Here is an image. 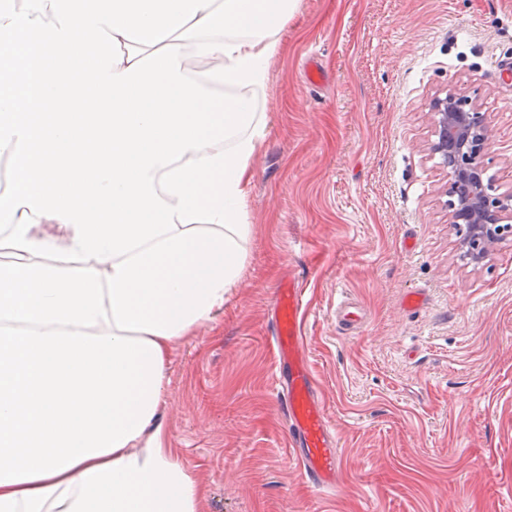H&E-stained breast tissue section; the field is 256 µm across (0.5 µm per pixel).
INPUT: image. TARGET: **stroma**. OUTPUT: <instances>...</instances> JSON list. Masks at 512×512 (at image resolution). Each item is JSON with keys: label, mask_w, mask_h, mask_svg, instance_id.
Here are the masks:
<instances>
[{"label": "stroma", "mask_w": 512, "mask_h": 512, "mask_svg": "<svg viewBox=\"0 0 512 512\" xmlns=\"http://www.w3.org/2000/svg\"><path fill=\"white\" fill-rule=\"evenodd\" d=\"M508 59L512 0H297L257 97L246 268L177 344L166 386L162 420L206 512H512V241L486 265L461 258L428 150L431 100L468 95L493 115L485 178L512 190ZM291 276L343 451L328 496L288 458L275 389L271 308ZM347 298L366 311L355 335L336 324Z\"/></svg>", "instance_id": "obj_1"}]
</instances>
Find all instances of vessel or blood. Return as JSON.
Returning <instances> with one entry per match:
<instances>
[{"label":"vessel or blood","mask_w":512,"mask_h":512,"mask_svg":"<svg viewBox=\"0 0 512 512\" xmlns=\"http://www.w3.org/2000/svg\"><path fill=\"white\" fill-rule=\"evenodd\" d=\"M303 290L296 281L275 290L271 344L276 362V388L288 417V452L305 481L316 491L336 489L342 468L338 439L331 425L322 391L313 376L304 336ZM364 314L344 302L336 322L343 329L361 328Z\"/></svg>","instance_id":"vessel-or-blood-1"}]
</instances>
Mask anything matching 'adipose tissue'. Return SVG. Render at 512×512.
Wrapping results in <instances>:
<instances>
[{
	"mask_svg": "<svg viewBox=\"0 0 512 512\" xmlns=\"http://www.w3.org/2000/svg\"><path fill=\"white\" fill-rule=\"evenodd\" d=\"M296 0L0 9V512H204L161 420L224 309Z\"/></svg>",
	"mask_w": 512,
	"mask_h": 512,
	"instance_id": "1",
	"label": "adipose tissue"
}]
</instances>
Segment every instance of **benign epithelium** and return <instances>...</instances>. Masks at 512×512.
Here are the masks:
<instances>
[{
	"label": "benign epithelium",
	"instance_id": "benign-epithelium-1",
	"mask_svg": "<svg viewBox=\"0 0 512 512\" xmlns=\"http://www.w3.org/2000/svg\"><path fill=\"white\" fill-rule=\"evenodd\" d=\"M434 139L429 150L448 169L451 224L461 257L483 264L493 245L512 239V191L492 194L484 180L491 116L455 92L431 105Z\"/></svg>",
	"mask_w": 512,
	"mask_h": 512
}]
</instances>
